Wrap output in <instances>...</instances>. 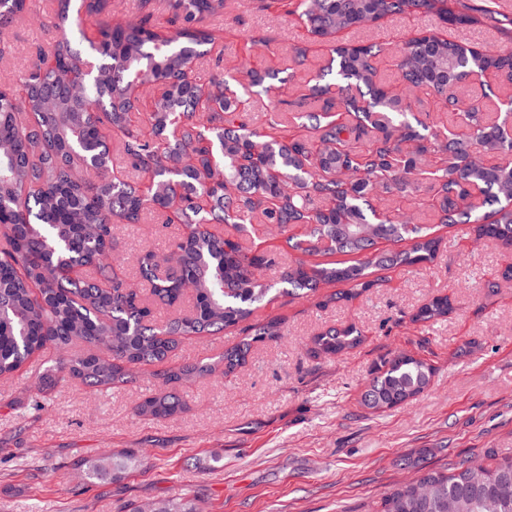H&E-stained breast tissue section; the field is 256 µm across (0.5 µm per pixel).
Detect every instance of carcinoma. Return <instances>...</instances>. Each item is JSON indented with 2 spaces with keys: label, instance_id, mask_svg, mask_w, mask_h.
Masks as SVG:
<instances>
[{
  "label": "carcinoma",
  "instance_id": "1",
  "mask_svg": "<svg viewBox=\"0 0 512 512\" xmlns=\"http://www.w3.org/2000/svg\"><path fill=\"white\" fill-rule=\"evenodd\" d=\"M61 38L49 53V69L37 62L15 75L9 88H0V376L22 369L35 357L43 358L40 379L51 390L62 382L76 381L99 389L128 382V367H152L151 375L165 389L144 397L139 415L169 418L183 412L187 403L177 388L217 373L224 376L244 364L254 344L281 335L275 320L241 329L238 345L218 360L186 362L158 368L167 362L184 339L217 335L246 321L254 307L271 291L261 279L264 268L276 263L268 252L243 251L235 238L218 228L230 224L239 232L254 234L252 218L278 224L286 245L304 255L332 256L353 253L361 259L306 265L288 269L282 292L302 297L321 284H341L331 299H350L373 282L367 275L396 267H415L433 261L441 239L415 224L405 230L388 216L375 217L367 197L347 195L323 173L336 164L362 170L361 180L388 192L418 191L411 173L397 167L392 150L406 144L417 154L446 152L440 169L446 193L442 220L449 225L472 224L477 235L500 243L508 261L498 276L512 279V175L463 168L458 154L471 145L485 151L507 148L495 136L479 134L481 120L472 101H456L450 111L467 115L477 134L458 144L429 148L420 129L388 92L374 85L371 60L381 52L377 45H330L338 82L312 87L319 110L301 116L296 127L303 134L288 140V130L262 133L250 126V99L271 85L257 69L245 67L241 75L224 77L221 95L245 103L214 113L209 125L195 120V109H205L211 91L192 77L197 61L208 54L213 35L192 28L203 15L222 6L223 0H170L168 6L182 27L162 37L150 27V16L124 27L98 29L87 36L83 18L97 15L108 0H55ZM287 15L299 16L318 43L336 32L357 26L359 15L372 12L376 19L401 14H433L450 25L475 26L496 17V0H484L475 9L471 0H274ZM31 0H0V31L30 11ZM508 42L495 50L473 48L444 39L438 33L404 41L395 66L403 80L439 93L450 75L483 82V72L494 68L512 80V19H499ZM77 31L87 43L82 51L68 34ZM95 61L90 72L81 69ZM167 87L163 98L146 112L133 110L131 89L137 73ZM84 79L83 98L73 101L68 84ZM370 90L365 98L361 87ZM354 119L336 123L328 112L332 90ZM118 144L117 153L106 138ZM370 138L364 153L358 145ZM190 150L201 168L178 167L179 154ZM83 153L89 166L85 182L72 180L67 161ZM137 180L128 179V172ZM480 181L488 187L486 206L496 219L484 223L477 210L461 207L467 185ZM41 190L27 197L18 193L23 184ZM176 224L184 233L170 237L165 247L179 266L181 276L195 284L192 314L170 324L158 321L137 292L118 275L122 262L112 258V225L138 224L146 213ZM303 227L300 233L290 229ZM400 249H380L378 244L402 241ZM137 273L151 286L162 304L173 306L183 296L179 279L164 276L154 263V252L137 255ZM105 284L103 288L95 283ZM448 298L435 297L412 316L413 322H433L448 315ZM107 352L76 359L45 358L47 350L60 353L75 341ZM363 342L353 326L329 329L314 340L317 354H339ZM435 368L411 354L396 353L385 359L379 374L360 395L361 405L384 412L406 404L430 385ZM130 451L91 457L78 462L84 480L98 484L117 478L135 466ZM419 481L386 493L380 512H512V458L479 467L463 465L453 472L418 468ZM152 512H196L185 499L162 500Z\"/></svg>",
  "mask_w": 512,
  "mask_h": 512
}]
</instances>
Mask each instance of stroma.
I'll return each instance as SVG.
<instances>
[{
  "mask_svg": "<svg viewBox=\"0 0 512 512\" xmlns=\"http://www.w3.org/2000/svg\"><path fill=\"white\" fill-rule=\"evenodd\" d=\"M54 0H36L32 14L15 25L0 49V87L31 67L35 48L50 49L59 37ZM151 16L157 32L174 33L171 10L160 0H112L86 23L88 35L101 25H124ZM205 27L224 48L221 65L207 60L195 75L208 83L217 68L241 69L261 60L288 87L286 102L257 96L253 123L296 124L307 112L305 99L329 54L311 44L297 17L265 7L263 0H224ZM481 46L499 42L488 24L443 27L432 16H397L343 31L341 42L383 47L375 85L401 84L392 60L401 42L419 32ZM264 38L262 51L252 39ZM306 48L303 64L294 52ZM377 210L435 228L441 246L434 261L382 271L381 281L356 297L330 301L331 287L303 298L272 297L257 306L252 322L279 320L282 335L255 344L245 365L182 389L186 411L167 419L136 413L153 392L149 371L136 368L133 382L89 390L64 382L42 389L28 367L0 377V512H137L152 502L183 497L198 512H374L394 486L417 475L412 461L429 469H454L484 462L488 455L512 458V281L487 288L504 262L498 242L474 240L471 225L440 226L422 205L386 193ZM154 216L130 226L115 225L113 254L125 261L122 275L134 282L130 260L141 250L162 252L164 238ZM242 243L275 253L264 279L279 283L297 262L315 264L288 248L278 232ZM450 302L446 317L411 322L434 297ZM355 326L364 336L341 355L315 353L313 339L331 328ZM239 329L198 336L172 357V364L214 359L237 343ZM409 352L436 368L427 392L410 404L382 413L366 410L359 396L385 358ZM134 451L139 464L111 483L84 489L78 460Z\"/></svg>",
  "mask_w": 512,
  "mask_h": 512,
  "instance_id": "1",
  "label": "stroma"
}]
</instances>
